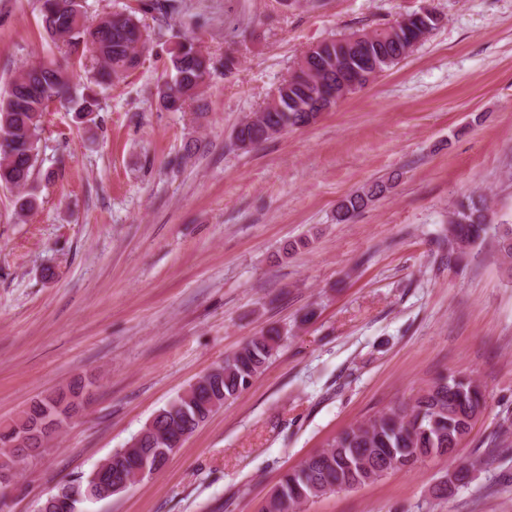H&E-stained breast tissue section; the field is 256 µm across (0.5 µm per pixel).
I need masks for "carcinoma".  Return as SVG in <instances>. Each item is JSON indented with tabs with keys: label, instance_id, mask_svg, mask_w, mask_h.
<instances>
[{
	"label": "carcinoma",
	"instance_id": "cac0c4a2",
	"mask_svg": "<svg viewBox=\"0 0 512 512\" xmlns=\"http://www.w3.org/2000/svg\"><path fill=\"white\" fill-rule=\"evenodd\" d=\"M43 27L51 41L61 46V58H51L19 70L0 94V186L16 192V213L25 216L37 207L34 194L26 191L39 174L40 142L50 106L69 104L72 121L85 128L96 124L100 110L97 92L90 89L76 94L71 88L75 66L93 62V83L107 87L135 70L141 62L138 44L143 20L167 19L176 9V0H138L130 12H114L100 19L95 27L83 23L81 0H39ZM441 17L424 9L404 21L367 35L357 49L348 37L331 39L311 47L315 68L297 66L282 81L286 91L265 112L240 123L236 140L260 144L272 138L268 128H301L315 122L318 113L309 112L311 101L319 94H329L328 76H345V71L374 62L377 72L388 70L409 55L437 28ZM238 60L231 52L217 59L201 51L193 37L175 43L168 52L166 75L154 86L153 95L168 112H183L202 101L204 79L220 69L231 72ZM376 183L368 190L347 196L339 206L336 220H350L378 196L391 188ZM487 200L482 195H468L448 212L450 246L448 259L460 262L493 237L497 252L512 260V228L490 234ZM281 342V333L272 328L249 340L233 356L224 360V376L203 375L197 385L160 409L153 427L140 431V446L120 448L112 453L114 463L92 471L63 486L70 499V512H80L81 505L98 497L100 486H129L136 482L142 468L157 472L166 463L158 449L183 431L193 433L224 403L251 386L254 378L273 356ZM81 384L33 402L12 423L0 427V459H10L24 452L35 456L44 444L36 425L53 415L65 420L78 407ZM485 393L466 376L438 378L416 399L410 410L389 408L361 425L339 433L326 448L307 458L300 466L287 470L274 486L260 512H293L294 508L336 490L360 487L382 476L413 467L437 456V449L449 448L472 429L471 415L483 413Z\"/></svg>",
	"mask_w": 512,
	"mask_h": 512
}]
</instances>
